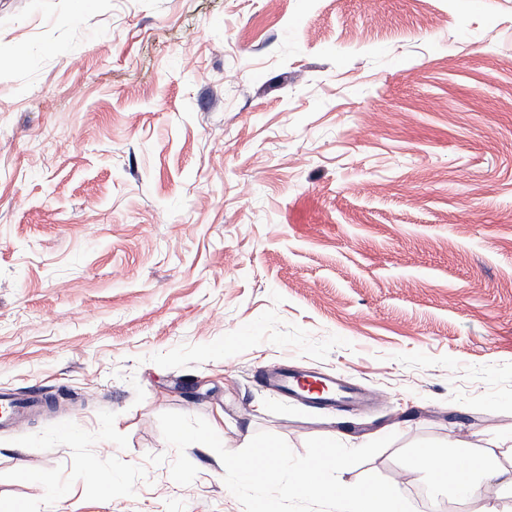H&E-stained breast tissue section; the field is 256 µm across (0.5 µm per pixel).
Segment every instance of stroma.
Listing matches in <instances>:
<instances>
[{
    "instance_id": "stroma-1",
    "label": "stroma",
    "mask_w": 512,
    "mask_h": 512,
    "mask_svg": "<svg viewBox=\"0 0 512 512\" xmlns=\"http://www.w3.org/2000/svg\"><path fill=\"white\" fill-rule=\"evenodd\" d=\"M283 365L386 401L255 381ZM35 385L0 512H243L211 449L172 480L167 411L231 451L392 433L340 481L512 512V0H0V387ZM420 460L429 470V477L433 485L440 488H447L460 496H471L480 490L479 471L481 463L478 461L469 462L467 459V471L459 472L455 468H448V458L454 456L447 452H437L433 448H420Z\"/></svg>"
}]
</instances>
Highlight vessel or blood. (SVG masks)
Returning a JSON list of instances; mask_svg holds the SVG:
<instances>
[{"mask_svg": "<svg viewBox=\"0 0 512 512\" xmlns=\"http://www.w3.org/2000/svg\"><path fill=\"white\" fill-rule=\"evenodd\" d=\"M262 379L290 397L317 406L331 407L339 403L362 405L375 399L374 394L347 386L339 377L318 371L273 369L264 373ZM44 407V400L38 394L20 397L7 390L0 391V431H20L27 419Z\"/></svg>", "mask_w": 512, "mask_h": 512, "instance_id": "b4317fda", "label": "vessel or blood"}]
</instances>
